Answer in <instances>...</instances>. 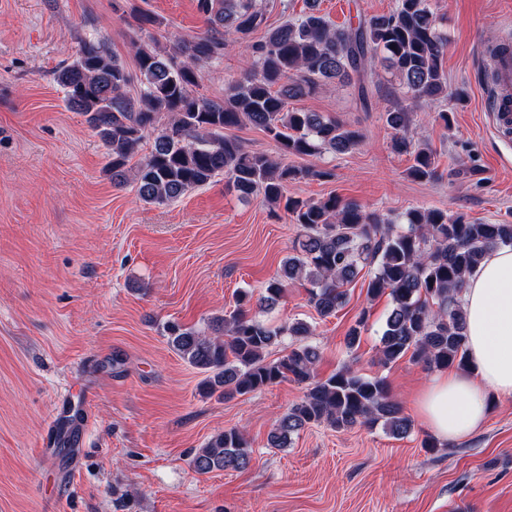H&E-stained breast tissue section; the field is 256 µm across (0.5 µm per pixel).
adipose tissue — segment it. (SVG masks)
Wrapping results in <instances>:
<instances>
[{
  "instance_id": "1",
  "label": "adipose tissue",
  "mask_w": 512,
  "mask_h": 512,
  "mask_svg": "<svg viewBox=\"0 0 512 512\" xmlns=\"http://www.w3.org/2000/svg\"><path fill=\"white\" fill-rule=\"evenodd\" d=\"M468 372L440 373L417 400V412L441 441L459 440L484 426L488 396L512 398V246L489 252L463 294Z\"/></svg>"
}]
</instances>
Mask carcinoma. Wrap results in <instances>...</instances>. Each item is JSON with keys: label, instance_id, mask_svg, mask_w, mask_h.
<instances>
[{"label": "carcinoma", "instance_id": "carcinoma-1", "mask_svg": "<svg viewBox=\"0 0 512 512\" xmlns=\"http://www.w3.org/2000/svg\"><path fill=\"white\" fill-rule=\"evenodd\" d=\"M197 7L210 25L204 35L177 38L168 51L153 41L136 45L139 89L133 95L131 75L103 39L81 41L75 57L57 71L68 108L87 117L107 151L113 184L127 181L128 162L146 134L154 132L151 151L134 171L142 201L165 205L222 175L227 187L242 196L283 205L303 229L294 254L264 294L255 299L240 291L235 309L214 318L209 334L166 323L168 344L204 374L207 390L224 397L288 380L305 385L302 399L268 434L271 448H286L302 429L321 424L336 430L380 424L403 436L411 421L385 378L362 375L349 365L326 378L317 376L321 350L309 341L312 325L297 319L271 326L252 309L265 311L282 296L283 282L298 280L308 285L317 313L332 316L346 302L345 285L367 267V297L386 294L391 300L380 338L382 366L408 356L430 370L468 367L461 295L490 249L512 246V224H485L420 208L389 217L336 195L316 202L284 196L290 181L333 176L327 169L293 166L288 157L348 153L362 141L343 122L290 108L288 101L315 91L325 80L361 81L365 62L375 58L393 71L402 92L384 113L394 132L392 149L410 156L413 179L437 178L433 149L409 134L412 106L448 98L442 68L448 40L437 16L428 0H397L393 11L356 28L337 27L313 10L269 28L258 0H197ZM262 28L261 39L251 40ZM228 38L252 54L254 70L215 101L197 88L202 69L224 57ZM165 114L171 120L161 128ZM243 124L271 136L279 156L248 151L224 135V129ZM366 324L363 311L347 333L348 347L360 343ZM282 345L286 353L268 359L269 351ZM252 459L243 432L229 428L196 449L191 465L199 474L242 471Z\"/></svg>", "mask_w": 512, "mask_h": 512}]
</instances>
